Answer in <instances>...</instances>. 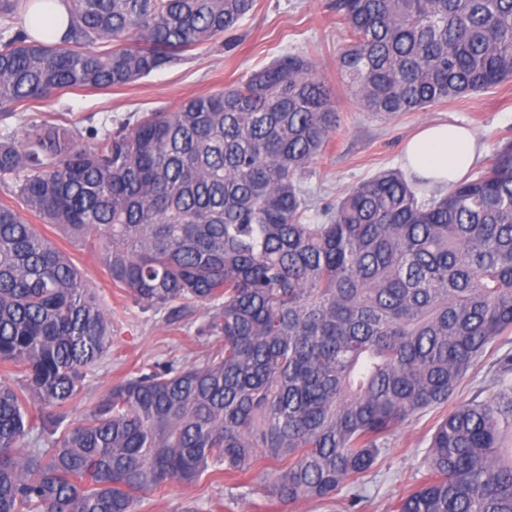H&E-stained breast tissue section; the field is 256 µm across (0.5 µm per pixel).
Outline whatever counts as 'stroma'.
<instances>
[{
	"label": "stroma",
	"mask_w": 512,
	"mask_h": 512,
	"mask_svg": "<svg viewBox=\"0 0 512 512\" xmlns=\"http://www.w3.org/2000/svg\"><path fill=\"white\" fill-rule=\"evenodd\" d=\"M334 0H254L253 8L236 30L223 39L184 53L180 61L156 70L127 86L107 90H61L46 99H31L18 106L24 127L54 123L80 130V145H92L85 134L93 126L99 132L135 119L143 112H171L185 100L218 92L243 76L288 54L309 58L317 74L331 88L338 114L337 128L323 154L313 165L308 185L316 207L333 203L350 187L375 174L404 166V142L423 124L452 123L471 128L483 145L478 166H486L499 146L512 140V79L498 87L430 106L380 118L364 112L340 82L336 59L347 39L332 7ZM82 270L88 287L112 312V348L98 368L85 379L88 402L78 405L72 420L84 419L89 402L123 380L140 364L171 362L193 364L207 340L198 333L206 316L199 305L187 304L179 319L167 311L144 310L113 288L96 252L82 243L65 239L59 232L27 215ZM501 355L489 348L461 381L448 400L449 406L475 395L489 397L496 386L494 375ZM439 416L430 410L402 423L389 448L361 479L365 500L347 505L345 495L321 502L301 499L284 505L266 497L262 469L221 477L205 476L197 483L169 484L148 494L138 512H184L196 504L199 512H393L397 500L420 479V466Z\"/></svg>",
	"instance_id": "1"
}]
</instances>
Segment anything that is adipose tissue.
<instances>
[{"instance_id": "1", "label": "adipose tissue", "mask_w": 512, "mask_h": 512, "mask_svg": "<svg viewBox=\"0 0 512 512\" xmlns=\"http://www.w3.org/2000/svg\"><path fill=\"white\" fill-rule=\"evenodd\" d=\"M33 12L40 19L28 32L33 39L59 41L69 25L65 0H37ZM403 154L407 168L435 186L458 182L480 154L477 138L469 129L449 124H429L406 141Z\"/></svg>"}]
</instances>
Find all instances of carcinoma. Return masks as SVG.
I'll return each instance as SVG.
<instances>
[{"instance_id": "1", "label": "carcinoma", "mask_w": 512, "mask_h": 512, "mask_svg": "<svg viewBox=\"0 0 512 512\" xmlns=\"http://www.w3.org/2000/svg\"><path fill=\"white\" fill-rule=\"evenodd\" d=\"M57 43L0 31V512H136L203 474L280 467V503L363 499L411 417L448 402L512 333V141L446 192L399 170L320 212L307 180L336 129L330 90L290 55L100 138L17 105L127 86L233 32L253 0H67ZM26 9L0 0V19ZM340 79L361 109L416 112L512 78V0H337ZM134 41L130 47L126 42ZM98 253L136 304L207 309L198 363L141 367L71 421L112 313L25 221ZM497 391L444 414L395 512H512V351Z\"/></svg>"}]
</instances>
